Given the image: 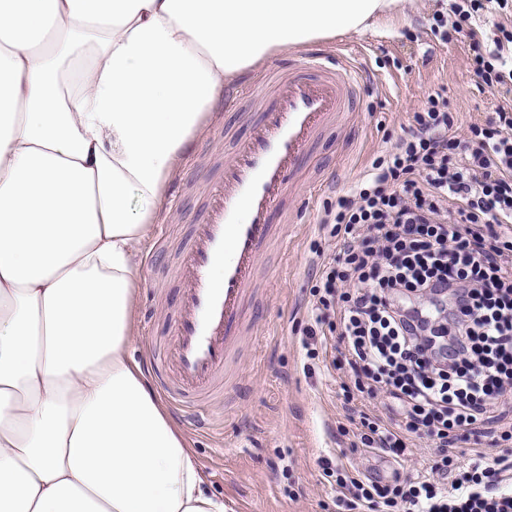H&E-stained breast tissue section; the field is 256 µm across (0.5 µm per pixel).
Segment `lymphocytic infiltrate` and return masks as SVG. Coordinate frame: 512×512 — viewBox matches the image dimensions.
<instances>
[{
    "label": "lymphocytic infiltrate",
    "mask_w": 512,
    "mask_h": 512,
    "mask_svg": "<svg viewBox=\"0 0 512 512\" xmlns=\"http://www.w3.org/2000/svg\"><path fill=\"white\" fill-rule=\"evenodd\" d=\"M470 47L480 89L503 98L461 126L428 96L391 148L320 219L302 344L366 451L429 467L390 483L324 458L344 512H512V64ZM466 138H459V128ZM474 445L471 455L459 453Z\"/></svg>",
    "instance_id": "1"
}]
</instances>
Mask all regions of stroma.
<instances>
[{
  "label": "stroma",
  "instance_id": "35a3bbf8",
  "mask_svg": "<svg viewBox=\"0 0 512 512\" xmlns=\"http://www.w3.org/2000/svg\"><path fill=\"white\" fill-rule=\"evenodd\" d=\"M453 2L396 0L362 32L289 48L246 71L217 99L207 134L191 143L166 187L160 217L140 247L142 279L131 346L152 382L169 372L180 299L174 270L192 225L203 217L212 184L222 178L225 163L270 98L268 69L309 54H341L345 43L359 48L354 62L365 75L359 97L350 114L331 120L308 147L274 215L277 233L257 263L245 309L249 328L230 364L223 402L205 411L210 424L203 428L190 426L178 406L169 408L204 469L210 493L223 498L229 512H337L319 460L338 455L345 442L339 384L322 369L306 368L302 346L310 261L314 248L325 245L319 220L389 148L388 134L429 94L444 91L466 124L493 112L498 99L476 88L469 38L444 44L431 33L436 17L453 19ZM433 453L419 439L400 462L362 450L348 451L347 460L392 481L428 466Z\"/></svg>",
  "mask_w": 512,
  "mask_h": 512
}]
</instances>
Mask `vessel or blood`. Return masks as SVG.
Here are the masks:
<instances>
[{"instance_id":"1","label":"vessel or blood","mask_w":512,"mask_h":512,"mask_svg":"<svg viewBox=\"0 0 512 512\" xmlns=\"http://www.w3.org/2000/svg\"><path fill=\"white\" fill-rule=\"evenodd\" d=\"M356 68L321 57L277 74L270 103L250 135L226 162L210 190L205 218L176 268L180 303L173 319V402L194 396L191 414L224 391V366L243 326L255 263L274 234L271 215L285 200L289 180L307 146L332 116L347 112L358 90ZM221 278H213L214 267Z\"/></svg>"}]
</instances>
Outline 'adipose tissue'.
<instances>
[{"label":"adipose tissue","mask_w":512,"mask_h":512,"mask_svg":"<svg viewBox=\"0 0 512 512\" xmlns=\"http://www.w3.org/2000/svg\"><path fill=\"white\" fill-rule=\"evenodd\" d=\"M394 0H0V512H227L130 353L225 83Z\"/></svg>","instance_id":"ef3b65f1"}]
</instances>
